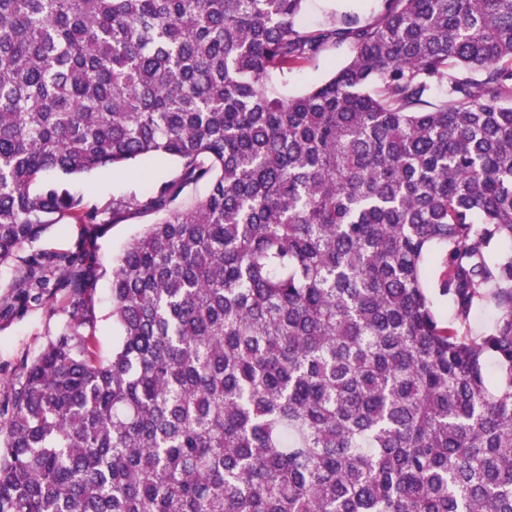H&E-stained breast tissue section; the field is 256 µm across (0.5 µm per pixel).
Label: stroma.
I'll return each mask as SVG.
<instances>
[{"mask_svg": "<svg viewBox=\"0 0 512 512\" xmlns=\"http://www.w3.org/2000/svg\"><path fill=\"white\" fill-rule=\"evenodd\" d=\"M380 0H307L303 22L311 28L324 26L333 16L350 14L370 17L378 9ZM353 55L350 42L327 46L312 62L295 66L286 79H274V86L288 96H298L322 84ZM174 161L162 155H150L134 161L125 169L105 174L98 171L78 174L70 179V188L83 200L84 206L108 213L115 198L135 192L147 194L152 186L171 176ZM149 215L135 217L122 224L105 225L95 242L96 279L93 285V332L101 355H111L119 329L112 320L111 280L112 259L146 225L152 223ZM85 239L80 224L54 227L37 241L25 245L18 253L13 267L0 270V296L13 295L15 273L33 256L52 258L74 251ZM69 301L64 295L47 304L29 302L26 307L8 316L0 317V402H6L16 387L24 361L32 359L44 345L63 332L69 323Z\"/></svg>", "mask_w": 512, "mask_h": 512, "instance_id": "35a3bbf8", "label": "stroma"}]
</instances>
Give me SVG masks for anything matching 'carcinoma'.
<instances>
[{
  "label": "carcinoma",
  "mask_w": 512,
  "mask_h": 512,
  "mask_svg": "<svg viewBox=\"0 0 512 512\" xmlns=\"http://www.w3.org/2000/svg\"><path fill=\"white\" fill-rule=\"evenodd\" d=\"M304 2L0 0V268L87 226L0 308L78 298L0 407V512H512V0ZM153 153L107 219L67 185ZM140 214L104 358L90 243ZM380 0H307L302 13L303 23L311 28L324 26L336 13L339 18L344 14L370 17L379 8ZM353 55V46L345 41L329 45L320 57L312 62L299 64L288 72L286 81L273 78L274 86L288 96H298L322 84ZM85 228L82 224H68L64 228L52 227L37 241L25 245L10 268L0 270V296L14 294V278L17 270L22 269L28 260L37 255L46 259L64 255L76 249L85 240Z\"/></svg>",
  "instance_id": "obj_1"
}]
</instances>
